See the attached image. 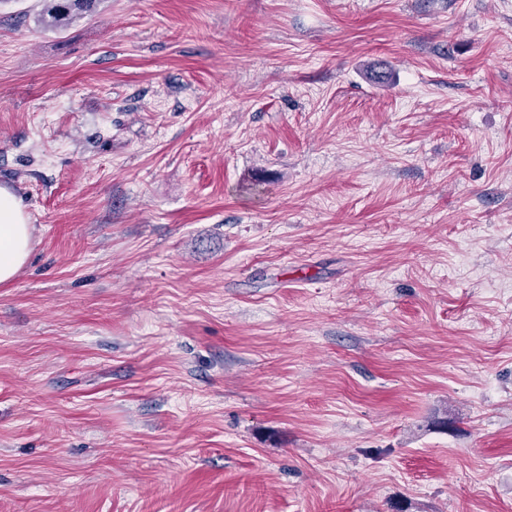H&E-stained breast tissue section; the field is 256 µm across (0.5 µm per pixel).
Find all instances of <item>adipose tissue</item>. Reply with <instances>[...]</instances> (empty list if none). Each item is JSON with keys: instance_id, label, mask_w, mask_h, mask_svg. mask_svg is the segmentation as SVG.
<instances>
[{"instance_id": "ef3b65f1", "label": "adipose tissue", "mask_w": 512, "mask_h": 512, "mask_svg": "<svg viewBox=\"0 0 512 512\" xmlns=\"http://www.w3.org/2000/svg\"><path fill=\"white\" fill-rule=\"evenodd\" d=\"M33 231L25 205L10 188L0 186V284L13 281L28 262Z\"/></svg>"}]
</instances>
